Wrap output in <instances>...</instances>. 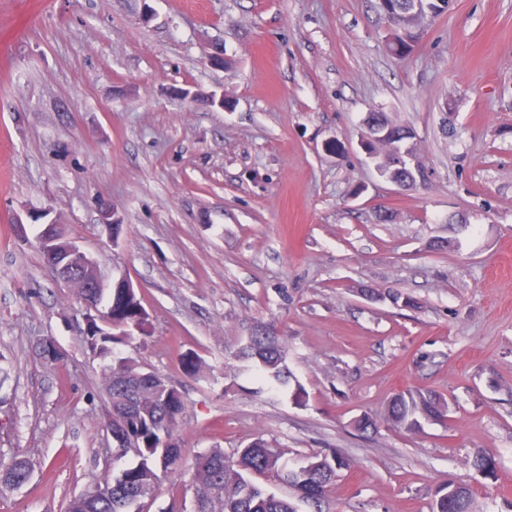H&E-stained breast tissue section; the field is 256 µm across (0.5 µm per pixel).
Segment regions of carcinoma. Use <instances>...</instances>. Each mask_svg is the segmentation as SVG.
Here are the masks:
<instances>
[{
	"label": "carcinoma",
	"instance_id": "cac0c4a2",
	"mask_svg": "<svg viewBox=\"0 0 512 512\" xmlns=\"http://www.w3.org/2000/svg\"><path fill=\"white\" fill-rule=\"evenodd\" d=\"M412 0H386L379 9L391 24L408 29L409 42L395 50L408 54L417 43L420 33L411 19L405 16V6ZM368 121L390 129L392 138L380 146L394 151L402 141L407 125L395 122L383 113H372ZM112 325L105 326L91 316L86 319V342L91 351L112 354V436L128 433L136 436L138 450L134 461L103 479L112 485V499L104 497L98 488L82 493L81 512H127L129 506L146 499L159 472L178 465L182 459L179 428L185 413L181 393L166 379L146 374V368L131 356L114 354V346L128 342L122 328L136 327L146 321L144 311L135 295L120 279L112 281L105 297ZM286 348L279 336L266 325L254 328L239 357L251 361L266 380L279 385L288 383L285 362ZM448 406L446 399L409 390L393 398L387 408V421L408 432L422 426V421L439 420V409ZM473 469L494 472L495 459L479 452L470 461ZM344 466L337 456H311L300 465L302 475L288 479L285 453L262 438L227 454L222 448H210L196 456L191 467V489L198 503V512H298L295 501L305 503L311 512H322L327 489ZM278 480L293 489L295 496L268 491L264 482Z\"/></svg>",
	"mask_w": 512,
	"mask_h": 512
}]
</instances>
